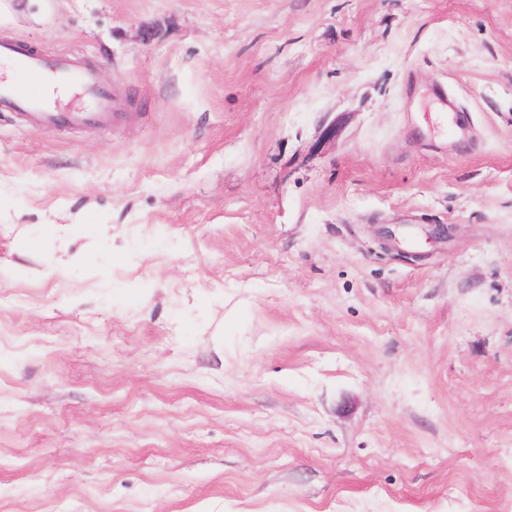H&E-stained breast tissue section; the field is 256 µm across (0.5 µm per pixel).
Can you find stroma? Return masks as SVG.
Segmentation results:
<instances>
[{"label": "stroma", "instance_id": "35a3bbf8", "mask_svg": "<svg viewBox=\"0 0 512 512\" xmlns=\"http://www.w3.org/2000/svg\"><path fill=\"white\" fill-rule=\"evenodd\" d=\"M0 41L125 100L0 110V512H512V0H0Z\"/></svg>", "mask_w": 512, "mask_h": 512}]
</instances>
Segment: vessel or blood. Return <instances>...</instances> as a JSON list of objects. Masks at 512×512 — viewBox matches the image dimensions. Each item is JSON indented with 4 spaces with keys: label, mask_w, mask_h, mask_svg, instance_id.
<instances>
[{
    "label": "vessel or blood",
    "mask_w": 512,
    "mask_h": 512,
    "mask_svg": "<svg viewBox=\"0 0 512 512\" xmlns=\"http://www.w3.org/2000/svg\"><path fill=\"white\" fill-rule=\"evenodd\" d=\"M1 58L10 60L14 77L9 82L0 80V109L32 113L38 117L44 130H54L65 121L105 124L117 119L122 109L119 99L109 97L98 83L93 67L71 64L64 56L49 59L10 43H0ZM32 80L51 83L62 90H78L85 99V105L79 109H63L47 97L34 96L27 90V84Z\"/></svg>",
    "instance_id": "1"
}]
</instances>
